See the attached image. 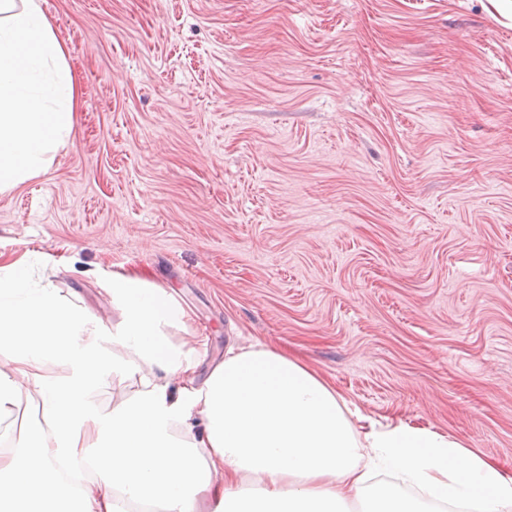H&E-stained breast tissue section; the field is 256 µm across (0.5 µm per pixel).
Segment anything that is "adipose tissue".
<instances>
[{"label": "adipose tissue", "instance_id": "obj_1", "mask_svg": "<svg viewBox=\"0 0 512 512\" xmlns=\"http://www.w3.org/2000/svg\"><path fill=\"white\" fill-rule=\"evenodd\" d=\"M77 85L42 0H0V194L45 173L75 124ZM106 332L24 262L0 267V422L40 418L21 450L0 448V512H119L118 495L163 512H427V501L512 512V475L462 443L349 405L316 372L255 343L197 377L189 316L139 276L107 279ZM111 379L126 395L99 408ZM397 483L368 488L373 472ZM408 486L423 497L405 494Z\"/></svg>", "mask_w": 512, "mask_h": 512}]
</instances>
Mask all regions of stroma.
Returning a JSON list of instances; mask_svg holds the SVG:
<instances>
[{"mask_svg": "<svg viewBox=\"0 0 512 512\" xmlns=\"http://www.w3.org/2000/svg\"><path fill=\"white\" fill-rule=\"evenodd\" d=\"M75 75L0 266L97 270L512 473V0H44Z\"/></svg>", "mask_w": 512, "mask_h": 512, "instance_id": "1", "label": "stroma"}]
</instances>
